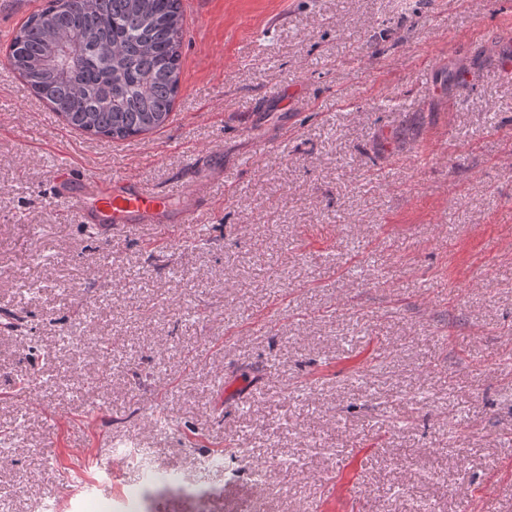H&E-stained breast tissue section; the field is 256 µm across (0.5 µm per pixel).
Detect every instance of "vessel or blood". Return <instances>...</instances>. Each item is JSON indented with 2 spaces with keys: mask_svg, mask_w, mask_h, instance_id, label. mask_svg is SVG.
<instances>
[{
  "mask_svg": "<svg viewBox=\"0 0 512 512\" xmlns=\"http://www.w3.org/2000/svg\"><path fill=\"white\" fill-rule=\"evenodd\" d=\"M189 164L190 189L179 203L168 192L147 189L136 179L110 174L80 175L71 164L57 171L55 197L75 211L82 223L104 229L151 224L160 235L167 236L184 225L198 223L211 205L213 184L223 177L219 165L203 164L196 157Z\"/></svg>",
  "mask_w": 512,
  "mask_h": 512,
  "instance_id": "1",
  "label": "vessel or blood"
}]
</instances>
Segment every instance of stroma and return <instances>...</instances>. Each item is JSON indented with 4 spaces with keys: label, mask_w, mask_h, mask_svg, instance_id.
Returning <instances> with one entry per match:
<instances>
[{
    "label": "stroma",
    "mask_w": 512,
    "mask_h": 512,
    "mask_svg": "<svg viewBox=\"0 0 512 512\" xmlns=\"http://www.w3.org/2000/svg\"><path fill=\"white\" fill-rule=\"evenodd\" d=\"M511 33L512 0H187L170 119L118 142L0 55V512H512ZM209 151L164 242L54 199Z\"/></svg>",
    "instance_id": "1"
}]
</instances>
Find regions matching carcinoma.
Segmentation results:
<instances>
[{"mask_svg": "<svg viewBox=\"0 0 512 512\" xmlns=\"http://www.w3.org/2000/svg\"><path fill=\"white\" fill-rule=\"evenodd\" d=\"M183 24L182 0H45L5 56L72 128L126 140L169 120ZM76 38L95 52L70 61L65 48Z\"/></svg>", "mask_w": 512, "mask_h": 512, "instance_id": "1", "label": "carcinoma"}]
</instances>
